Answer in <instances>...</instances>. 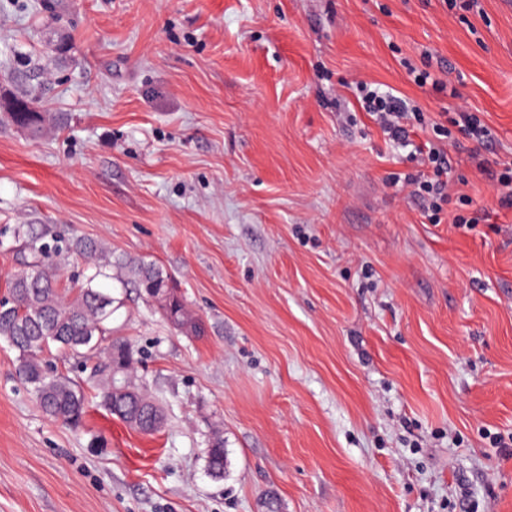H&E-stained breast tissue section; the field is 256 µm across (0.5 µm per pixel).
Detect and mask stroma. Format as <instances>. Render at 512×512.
<instances>
[{
  "mask_svg": "<svg viewBox=\"0 0 512 512\" xmlns=\"http://www.w3.org/2000/svg\"><path fill=\"white\" fill-rule=\"evenodd\" d=\"M355 81L491 129L448 146L440 223ZM28 92L37 137L7 117ZM483 160L512 162V0H0V298L25 224L62 287L93 238L204 324L96 281L165 411L152 435L97 406L51 420L0 338V512H512L489 440L512 433V211ZM225 462L224 437L219 431H214L211 434L206 455L207 470L215 478H222L224 476Z\"/></svg>",
  "mask_w": 512,
  "mask_h": 512,
  "instance_id": "stroma-1",
  "label": "stroma"
}]
</instances>
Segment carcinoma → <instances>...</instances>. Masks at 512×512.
I'll use <instances>...</instances> for the list:
<instances>
[{"label": "carcinoma", "mask_w": 512, "mask_h": 512, "mask_svg": "<svg viewBox=\"0 0 512 512\" xmlns=\"http://www.w3.org/2000/svg\"><path fill=\"white\" fill-rule=\"evenodd\" d=\"M12 123L30 135L39 136L45 125L42 113L36 111L35 101L24 96L14 103L9 113ZM76 252L93 259V273L86 285L76 291L57 286V268L50 249L31 242L30 257L23 269L15 272L3 302L7 312L0 314V337L17 350V371L32 387L37 402L46 416L64 423L79 422L86 411L84 390L64 375L48 371L42 354L55 345L58 349L83 357L103 356L99 373L97 397L100 406L127 426L144 434L159 431L164 424V412L151 401L138 384L121 392L116 379L126 376L134 361L132 346L121 337L112 338L105 348L87 343L90 337H105L112 332V314L120 308L116 298L93 287L99 277L117 281L122 287L132 286L150 299L158 289L167 292L160 309L165 319L187 334L201 332V324L188 310L183 296L170 284L162 267L143 259L112 260V250L94 239H78ZM224 437L211 434L206 455V467L212 476L224 477Z\"/></svg>", "instance_id": "cac0c4a2"}]
</instances>
